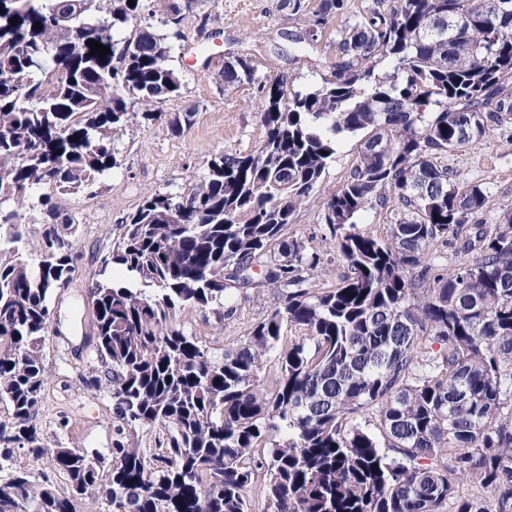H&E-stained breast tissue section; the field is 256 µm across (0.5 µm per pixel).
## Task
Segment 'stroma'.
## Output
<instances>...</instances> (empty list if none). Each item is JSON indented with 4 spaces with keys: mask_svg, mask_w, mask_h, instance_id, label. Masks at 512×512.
<instances>
[{
    "mask_svg": "<svg viewBox=\"0 0 512 512\" xmlns=\"http://www.w3.org/2000/svg\"><path fill=\"white\" fill-rule=\"evenodd\" d=\"M303 2L304 12L294 14L283 8V0H196L180 25L158 28L172 46L169 64L183 82L181 94L156 104L155 120L129 124L116 136V164L92 189L63 191L45 184L32 192V203L49 198L79 222L72 279L50 303L55 334L44 345L48 381L37 416L41 428L63 446L102 453L112 445V400L95 386L102 367L92 350L95 314L89 290L128 217L152 191L187 192L206 175L212 155L251 152L265 136L255 85L227 87L220 80L225 56L248 55L257 78H283L295 90L317 88L328 76L336 59L340 21L332 19L317 42L295 43L320 0ZM184 115L190 116V124L173 131L172 120ZM359 150V137L341 140L322 176L317 200L302 207L290 227L323 255L313 279L320 288L335 286L346 272L323 240L325 227L319 216L324 201L355 165ZM444 162L456 172L458 182L489 187L491 202L482 214L484 223H498L502 213L512 209V141L499 131L449 152ZM273 303L272 289H252L241 302L238 324L220 332L214 318L193 313L187 315L186 327L219 348L243 335L245 326Z\"/></svg>",
    "mask_w": 512,
    "mask_h": 512,
    "instance_id": "obj_1",
    "label": "stroma"
}]
</instances>
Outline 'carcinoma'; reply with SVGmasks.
Segmentation results:
<instances>
[{
  "mask_svg": "<svg viewBox=\"0 0 512 512\" xmlns=\"http://www.w3.org/2000/svg\"><path fill=\"white\" fill-rule=\"evenodd\" d=\"M155 1L177 24L196 2L0 0V470L18 448L65 480L16 466L0 512H78L84 499L107 512H255L260 482L262 512H512V210L483 223L489 192L440 162L492 127L512 137V12L490 0H375L354 18L345 0H320L301 40L343 20L313 90L225 58L224 86L257 84L261 146L212 155L186 195L147 196L112 248L127 278L103 270L90 288L98 387L121 423L108 456L38 429L50 301L74 272L65 234L78 224L41 202L51 246L32 263L26 199L42 183L92 185L116 164L115 135L180 93L149 23ZM79 25L110 54L75 41ZM348 134L359 159L320 215L347 273L315 288L321 254L287 230ZM391 197L401 209L387 237L358 226ZM184 202L190 222L176 224ZM450 237L479 255L447 273L429 249ZM269 285L274 306L220 350L181 324L208 310L234 322L229 293ZM450 473L489 498L458 496Z\"/></svg>",
  "mask_w": 512,
  "mask_h": 512,
  "instance_id": "obj_1",
  "label": "carcinoma"
}]
</instances>
